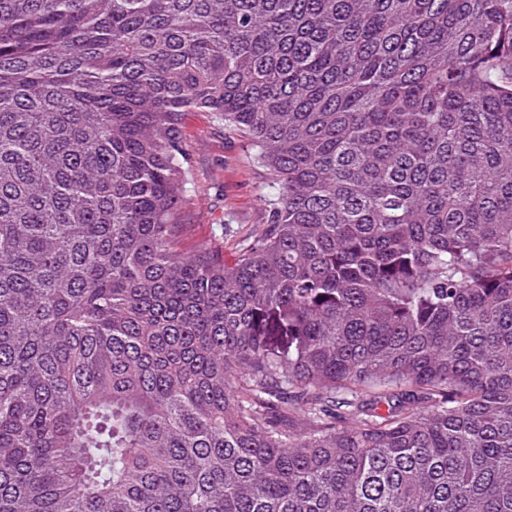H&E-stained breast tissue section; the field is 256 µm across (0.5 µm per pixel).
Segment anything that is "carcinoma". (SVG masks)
<instances>
[{"label": "carcinoma", "mask_w": 512, "mask_h": 512, "mask_svg": "<svg viewBox=\"0 0 512 512\" xmlns=\"http://www.w3.org/2000/svg\"><path fill=\"white\" fill-rule=\"evenodd\" d=\"M0 512H512V0H0ZM182 126L192 167L178 206L179 249L208 245L231 261L266 224L264 199L277 186L253 161L247 140L211 112H186Z\"/></svg>", "instance_id": "1"}]
</instances>
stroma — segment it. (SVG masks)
<instances>
[{"label": "stroma", "instance_id": "1", "mask_svg": "<svg viewBox=\"0 0 512 512\" xmlns=\"http://www.w3.org/2000/svg\"><path fill=\"white\" fill-rule=\"evenodd\" d=\"M183 139L191 176L178 206L182 252L207 245L232 259L266 222L264 200L277 192L247 140L209 112L186 113Z\"/></svg>", "mask_w": 512, "mask_h": 512}]
</instances>
